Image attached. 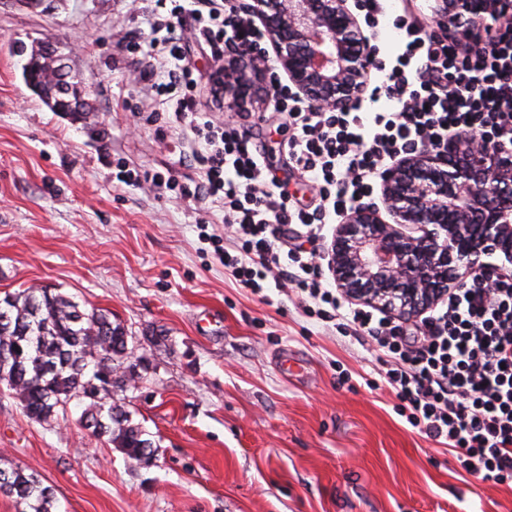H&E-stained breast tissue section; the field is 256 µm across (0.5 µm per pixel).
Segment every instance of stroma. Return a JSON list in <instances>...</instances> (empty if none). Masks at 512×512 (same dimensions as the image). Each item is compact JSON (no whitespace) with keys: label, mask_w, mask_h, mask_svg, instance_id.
Listing matches in <instances>:
<instances>
[{"label":"stroma","mask_w":512,"mask_h":512,"mask_svg":"<svg viewBox=\"0 0 512 512\" xmlns=\"http://www.w3.org/2000/svg\"><path fill=\"white\" fill-rule=\"evenodd\" d=\"M439 0H391L377 58L399 51L398 20L439 33ZM155 0H0V298L31 286L111 311L128 332L116 357L135 385L112 402L158 446L139 464L78 422L30 420L0 384V469L35 471L58 512H512V483L457 473L454 458L397 414L376 356L307 314L297 294L265 303L224 273L193 202L128 186L118 161L187 183L196 171L154 127L135 128L138 65L119 40L147 44ZM50 41L94 105L52 111L26 84L20 46ZM202 109L232 96L214 85L207 47L186 42ZM251 133L290 193L316 187L278 144L288 116L263 100ZM292 354L289 370L275 363Z\"/></svg>","instance_id":"stroma-1"}]
</instances>
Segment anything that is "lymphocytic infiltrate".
<instances>
[{"mask_svg":"<svg viewBox=\"0 0 512 512\" xmlns=\"http://www.w3.org/2000/svg\"><path fill=\"white\" fill-rule=\"evenodd\" d=\"M157 3L151 62L137 82L147 99L171 105L180 128L174 146L200 178L179 185L129 168L119 181L178 190L199 203L201 224L208 221L206 203L221 204L224 231L209 241L239 286L257 295L295 290L306 312L334 324L340 335L374 344L378 374L400 416L448 448L466 474L512 481V280L491 286L469 278L409 328L379 308L345 309L311 248L333 217L372 197L381 175L422 146L440 151L449 137L472 133L512 151V22L479 49L400 22L394 62L376 64L379 81L347 112L313 105L277 83L272 101L287 113L290 129L281 149L318 187L314 204L303 205L272 175L242 113L216 120L199 110L196 81L181 53L185 37H193L210 47L216 72H223L225 50L259 48L253 19L224 0ZM187 14L194 21L188 33L182 27ZM382 99L387 110L367 111V103Z\"/></svg>","mask_w":512,"mask_h":512,"instance_id":"lymphocytic-infiltrate-1","label":"lymphocytic infiltrate"}]
</instances>
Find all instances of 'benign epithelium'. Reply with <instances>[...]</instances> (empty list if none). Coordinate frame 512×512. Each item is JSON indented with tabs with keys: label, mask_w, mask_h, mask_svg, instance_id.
Listing matches in <instances>:
<instances>
[{
	"label": "benign epithelium",
	"mask_w": 512,
	"mask_h": 512,
	"mask_svg": "<svg viewBox=\"0 0 512 512\" xmlns=\"http://www.w3.org/2000/svg\"><path fill=\"white\" fill-rule=\"evenodd\" d=\"M260 21L268 49L288 84L313 104L347 112L369 84L375 47L348 0H240ZM448 27H492L512 17V0H444ZM34 61L65 82L67 66L48 42ZM47 102L82 111V94ZM384 208L355 203L327 249L328 269L348 299L378 306L399 320L434 308L470 275L512 271V151L471 134L448 139L444 152L424 147L381 178ZM391 220H386L383 214Z\"/></svg>",
	"instance_id": "1"
}]
</instances>
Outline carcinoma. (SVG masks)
<instances>
[{
  "label": "carcinoma",
  "mask_w": 512,
  "mask_h": 512,
  "mask_svg": "<svg viewBox=\"0 0 512 512\" xmlns=\"http://www.w3.org/2000/svg\"><path fill=\"white\" fill-rule=\"evenodd\" d=\"M125 327L111 313L80 309L71 296L52 288L29 287L0 299V347L15 351L0 366V383L18 399L25 415L52 425L75 403L80 424L93 437L107 438L128 459L150 462L156 453L147 431L112 398L95 396L96 366L112 368L127 351ZM0 492L26 505L29 512H56L51 487L22 468L0 469Z\"/></svg>",
  "instance_id": "carcinoma-1"
}]
</instances>
